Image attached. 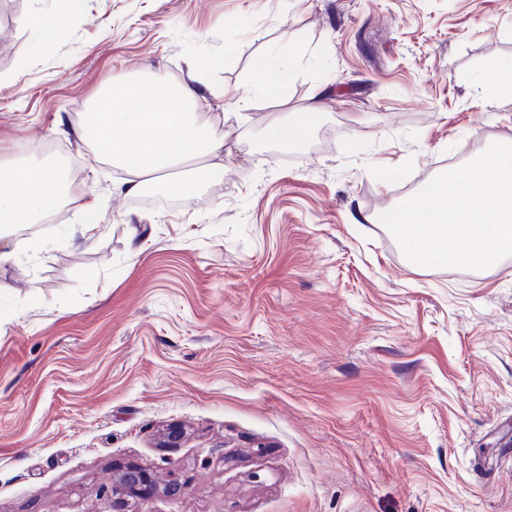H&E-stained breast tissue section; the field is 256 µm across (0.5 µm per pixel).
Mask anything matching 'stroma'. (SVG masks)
Listing matches in <instances>:
<instances>
[{"mask_svg":"<svg viewBox=\"0 0 512 512\" xmlns=\"http://www.w3.org/2000/svg\"><path fill=\"white\" fill-rule=\"evenodd\" d=\"M275 51L286 99L237 111ZM496 59L512 0H0V150L78 180L0 262V512H107L126 463L189 482L132 512H512V257L422 267L379 219L512 141ZM152 73L224 141L188 199L119 195L74 134ZM484 86L496 97L512 98V63L490 61L485 64L482 72ZM316 108H308L305 112H293L284 116L282 113H270L268 130L283 142H296L304 137L316 121Z\"/></svg>","mask_w":512,"mask_h":512,"instance_id":"1","label":"stroma"}]
</instances>
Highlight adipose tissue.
Listing matches in <instances>:
<instances>
[{
    "label": "adipose tissue",
    "instance_id": "ef3b65f1",
    "mask_svg": "<svg viewBox=\"0 0 512 512\" xmlns=\"http://www.w3.org/2000/svg\"><path fill=\"white\" fill-rule=\"evenodd\" d=\"M200 92L194 82L174 84L163 75H149L139 81L135 97L103 93L75 134L126 171L119 193L133 195L146 186L164 184L166 176L178 170L182 177L177 189L193 196L214 161L224 157L223 140L190 110ZM66 198L61 170L1 159L0 240L19 225L41 222Z\"/></svg>",
    "mask_w": 512,
    "mask_h": 512
}]
</instances>
